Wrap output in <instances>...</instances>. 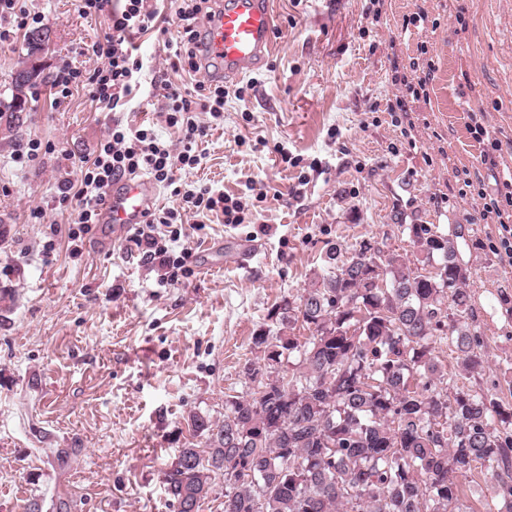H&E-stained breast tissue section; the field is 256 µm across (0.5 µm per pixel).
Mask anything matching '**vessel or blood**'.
I'll return each mask as SVG.
<instances>
[{"mask_svg": "<svg viewBox=\"0 0 512 512\" xmlns=\"http://www.w3.org/2000/svg\"><path fill=\"white\" fill-rule=\"evenodd\" d=\"M278 16L272 0H220L203 27V64L213 74L242 78L260 68L272 53L278 36ZM157 194L145 177L115 183L101 220L112 227L113 237L141 223Z\"/></svg>", "mask_w": 512, "mask_h": 512, "instance_id": "b4317fda", "label": "vessel or blood"}]
</instances>
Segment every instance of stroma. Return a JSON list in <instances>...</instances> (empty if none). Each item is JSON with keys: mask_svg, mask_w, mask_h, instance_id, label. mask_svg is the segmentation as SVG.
I'll list each match as a JSON object with an SVG mask.
<instances>
[{"mask_svg": "<svg viewBox=\"0 0 512 512\" xmlns=\"http://www.w3.org/2000/svg\"><path fill=\"white\" fill-rule=\"evenodd\" d=\"M25 6L50 39L24 112L0 116V512L34 500L42 512H175L164 471L193 439L188 414L223 420L226 395L245 390V369L258 361L254 332L273 305L311 287L328 246L383 240L419 265L398 217L443 232L469 225L474 243L459 251L484 363L463 371L440 339L434 355L459 386L512 402V315L502 305L512 301V263L494 252L499 226L480 219L482 201L464 185L497 191L472 113L498 140L499 165L512 167V0H275L273 57L245 100L234 95L240 80H225L224 124L181 176L239 198L246 221L194 216L173 251L198 255L220 241L224 259L193 262L167 288L132 240L95 249L111 237L108 224L93 225L79 252L64 237L44 250L49 225L66 220L52 203L60 177L112 120L84 89L53 104L50 84L62 63L87 75L100 66L89 47L110 33L111 14L84 16L78 0ZM157 7L155 29L136 38V124L156 121L165 84L207 78L172 68L167 45L180 26L169 0ZM416 12L425 22L409 26ZM424 56L435 65L426 95L395 118L389 107L403 88L394 69ZM33 138L54 153L20 158ZM247 244L257 252L244 266Z\"/></svg>", "mask_w": 512, "mask_h": 512, "instance_id": "1", "label": "stroma"}]
</instances>
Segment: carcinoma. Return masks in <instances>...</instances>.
I'll use <instances>...</instances> for the list:
<instances>
[{"label":"carcinoma","instance_id":"carcinoma-1","mask_svg":"<svg viewBox=\"0 0 512 512\" xmlns=\"http://www.w3.org/2000/svg\"><path fill=\"white\" fill-rule=\"evenodd\" d=\"M397 228L433 270L368 240L343 259L330 248L313 287L269 312L279 329L252 336L261 363L224 402V421L189 413L203 443L178 449L164 472L176 512H198L221 470L224 512H467L458 478L477 465L498 512H512V405L450 383L433 357L435 339H448L463 368L483 364L460 319L469 227ZM298 324L309 335H295Z\"/></svg>","mask_w":512,"mask_h":512}]
</instances>
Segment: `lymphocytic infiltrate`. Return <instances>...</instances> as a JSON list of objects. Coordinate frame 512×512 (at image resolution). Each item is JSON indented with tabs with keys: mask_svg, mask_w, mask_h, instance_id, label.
<instances>
[{
	"mask_svg": "<svg viewBox=\"0 0 512 512\" xmlns=\"http://www.w3.org/2000/svg\"><path fill=\"white\" fill-rule=\"evenodd\" d=\"M176 15L181 23V36L173 52L172 66L176 69L199 71L200 22L208 14L209 0H175ZM156 11L152 0H124L112 12V31L104 41L93 44L92 53L102 65L91 75H83L71 65L59 67L51 82L56 100L70 97L75 88H87L92 100L112 111L114 117L106 135L91 155L80 158L72 175L58 184L54 205L68 212L69 230L50 225L46 249H54L55 237L67 235L69 240L80 239L93 224L99 223L102 209L114 182L140 172H147L159 183L173 188L178 206L147 210L142 224L136 226L132 239L145 256L159 261L165 273L162 282L178 284L192 259L189 249L171 255L169 246L181 238V224L190 213L218 211L225 223L245 221V207L239 198L207 186L185 189L178 184L177 173L200 165L203 153L200 146L209 124L224 121V104L228 96L223 82H197L193 91L168 86L165 94V122L177 128L178 148H171L153 128H138L123 123L124 111L130 96L139 85L142 61L134 35L155 26ZM41 17L23 6L21 0H0V50L12 47L19 35L30 26L40 23ZM208 114V122L198 120V113ZM500 189L495 198L482 207L483 216H495L501 228L499 252L512 262V171L501 173Z\"/></svg>",
	"mask_w": 512,
	"mask_h": 512,
	"instance_id": "obj_1",
	"label": "lymphocytic infiltrate"
}]
</instances>
